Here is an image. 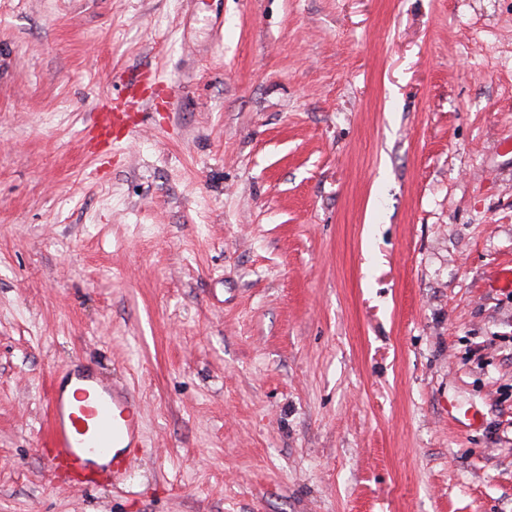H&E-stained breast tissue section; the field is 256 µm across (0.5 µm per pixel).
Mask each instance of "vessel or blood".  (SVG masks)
Here are the masks:
<instances>
[{
	"instance_id": "1",
	"label": "vessel or blood",
	"mask_w": 512,
	"mask_h": 512,
	"mask_svg": "<svg viewBox=\"0 0 512 512\" xmlns=\"http://www.w3.org/2000/svg\"><path fill=\"white\" fill-rule=\"evenodd\" d=\"M124 107L105 102L96 114L99 133L120 122ZM76 379L72 398H65L63 379ZM45 455L52 471L65 474L71 486L86 490L101 480H119L131 468L130 449L140 447L139 399L124 386L96 374L66 370L53 374L48 397Z\"/></svg>"
}]
</instances>
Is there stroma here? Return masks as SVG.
<instances>
[{
	"label": "stroma",
	"mask_w": 512,
	"mask_h": 512,
	"mask_svg": "<svg viewBox=\"0 0 512 512\" xmlns=\"http://www.w3.org/2000/svg\"><path fill=\"white\" fill-rule=\"evenodd\" d=\"M505 266L512 0H0V512H512ZM78 357L142 414L87 492ZM96 114L95 127L100 137L106 135L108 130L120 122L125 115V107L114 104L112 99L103 103ZM80 383L74 405L64 396L63 379ZM47 447L42 451L52 472L62 471L71 486L86 490L101 480L117 481L131 468L130 448L142 446L139 398L124 386L112 385L96 374L66 370L52 374L48 397ZM118 448V449H116ZM116 449V450H115ZM98 464L95 458L107 459Z\"/></svg>",
	"instance_id": "stroma-1"
}]
</instances>
